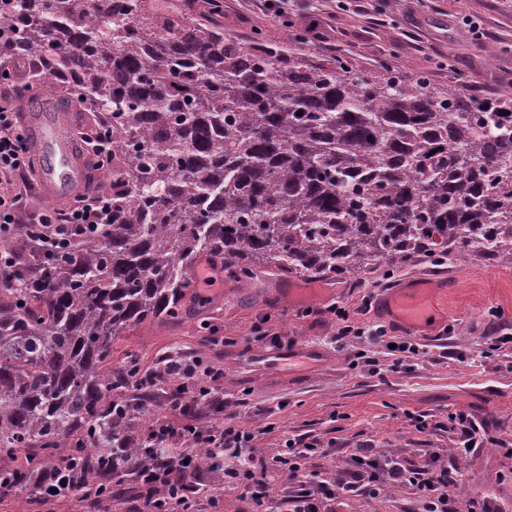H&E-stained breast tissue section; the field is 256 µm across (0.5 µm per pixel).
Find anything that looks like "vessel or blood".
I'll return each mask as SVG.
<instances>
[{
	"label": "vessel or blood",
	"instance_id": "1",
	"mask_svg": "<svg viewBox=\"0 0 512 512\" xmlns=\"http://www.w3.org/2000/svg\"><path fill=\"white\" fill-rule=\"evenodd\" d=\"M69 121V115L55 109L38 107L32 115V138L42 155L38 187L53 201L78 191L86 181L85 160L64 132ZM448 288L444 278L408 277L377 296L376 310L405 335L420 336L433 317L435 298L447 295Z\"/></svg>",
	"mask_w": 512,
	"mask_h": 512
}]
</instances>
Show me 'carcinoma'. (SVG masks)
I'll return each instance as SVG.
<instances>
[{
	"label": "carcinoma",
	"mask_w": 512,
	"mask_h": 512,
	"mask_svg": "<svg viewBox=\"0 0 512 512\" xmlns=\"http://www.w3.org/2000/svg\"><path fill=\"white\" fill-rule=\"evenodd\" d=\"M222 0H10L17 51L109 118L112 223L35 254L0 288V487L122 477L142 372L125 326L175 315L209 255L243 280L512 258V91L484 102L419 75L224 36Z\"/></svg>",
	"instance_id": "cac0c4a2"
}]
</instances>
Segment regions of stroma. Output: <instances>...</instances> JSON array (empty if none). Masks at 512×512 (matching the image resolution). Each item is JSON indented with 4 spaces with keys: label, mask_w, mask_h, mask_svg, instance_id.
<instances>
[{
    "label": "stroma",
    "mask_w": 512,
    "mask_h": 512,
    "mask_svg": "<svg viewBox=\"0 0 512 512\" xmlns=\"http://www.w3.org/2000/svg\"><path fill=\"white\" fill-rule=\"evenodd\" d=\"M479 17L484 40L472 39L462 15ZM224 35L243 44L256 40L294 43L335 55L357 75L391 68L422 73L441 86L481 89L496 96L512 89V0H287L285 13L262 9L258 0H224ZM10 81L0 100L28 103L43 78L33 62L18 65L4 55ZM410 276H436L452 286L440 308L448 312L443 338H422L417 360L400 366L384 345L336 342L334 302L360 305ZM267 323L280 345L257 336ZM512 326V263L455 258L420 261L399 270L353 275L305 276L258 267L241 282L224 276L214 285L187 289L177 315L127 326L112 342L115 360L132 358L156 369L172 355L200 357L224 372L219 398L184 415L200 426H238L256 435L255 458L285 453L289 439L316 441L320 451L303 463L304 474L330 478L343 470L348 450L373 440L399 453L404 464L426 453H448L455 443L449 416L464 411L488 422L498 439L512 442V352L495 350L487 337ZM366 349L377 366H353L349 355ZM427 415L419 433L411 416ZM496 443L462 459L463 483L453 512L473 503L512 512V460ZM200 512H253L251 491L224 485L219 473L192 477ZM337 512H419L413 488H388L377 498L339 500Z\"/></svg>",
    "instance_id": "obj_1"
}]
</instances>
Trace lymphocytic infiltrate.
Returning <instances> with one entry per match:
<instances>
[{"instance_id":"lymphocytic-infiltrate-1","label":"lymphocytic infiltrate","mask_w":512,"mask_h":512,"mask_svg":"<svg viewBox=\"0 0 512 512\" xmlns=\"http://www.w3.org/2000/svg\"><path fill=\"white\" fill-rule=\"evenodd\" d=\"M25 140L26 132L18 122L15 105L0 103V238H22L31 250L44 254L66 252L95 239L101 228L112 221V191L108 188L78 196L64 212L46 211L31 223L21 222L18 201L29 186L26 175L31 166ZM371 307L372 301L367 297L354 310L330 305V312L339 322L337 338L383 342L385 327L359 321ZM164 376L166 381L188 391L203 388L210 397L217 392L223 373L200 358L186 361L173 357ZM184 409L182 402L170 401L168 416L130 431L131 442L152 451L136 472L139 512H196L187 479L201 470L195 455L199 448L207 449L213 460L224 455L231 458V465L224 468L226 483L239 484L255 478L249 460L243 457L244 449L255 440L254 433L216 425L204 430L192 423L174 425L170 414ZM315 449L312 443L289 447L287 456L278 458L271 476L255 478L262 491L254 495V502H261L264 495L287 483L291 486L290 512H326L325 504L331 500L355 496L373 499L384 488L411 486L418 494L420 512H451L449 504L462 471L456 463L443 462L440 453H431L419 466L409 468L394 454L379 451L374 441L366 440L352 448L350 468L336 480L302 481L299 461Z\"/></svg>"}]
</instances>
